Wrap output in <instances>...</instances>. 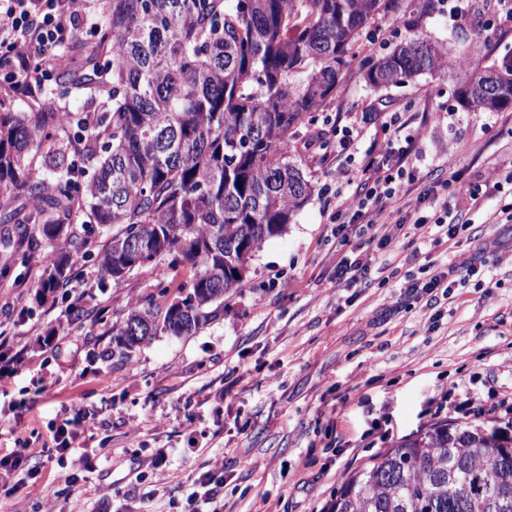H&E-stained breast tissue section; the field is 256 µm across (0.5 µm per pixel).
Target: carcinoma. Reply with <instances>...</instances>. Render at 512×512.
Listing matches in <instances>:
<instances>
[{
    "instance_id": "carcinoma-1",
    "label": "carcinoma",
    "mask_w": 512,
    "mask_h": 512,
    "mask_svg": "<svg viewBox=\"0 0 512 512\" xmlns=\"http://www.w3.org/2000/svg\"><path fill=\"white\" fill-rule=\"evenodd\" d=\"M406 0H112L84 69L56 68L62 86L101 89L110 110L96 116L86 158L94 162L85 206L114 226L99 266L114 280L159 256L197 268L167 299L141 298L112 327V356L126 357L141 335L190 336L215 316L214 303L243 285L255 249L284 232L314 184L288 155L292 130L324 107L368 25L399 16ZM110 59L101 80L100 57ZM474 51L444 49L416 36L367 62L375 89L423 74L467 67L457 101L469 112L512 108V59L474 64ZM58 123L56 112L0 111V190L22 189L27 214L0 204V224L53 243L71 224L82 158L60 142L31 165L29 151ZM69 250L50 255L48 292L67 278ZM325 512H512V442L494 431L446 422L378 453L351 476Z\"/></svg>"
}]
</instances>
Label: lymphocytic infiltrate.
Here are the masks:
<instances>
[{
	"instance_id": "f902f5d3",
	"label": "lymphocytic infiltrate",
	"mask_w": 512,
	"mask_h": 512,
	"mask_svg": "<svg viewBox=\"0 0 512 512\" xmlns=\"http://www.w3.org/2000/svg\"><path fill=\"white\" fill-rule=\"evenodd\" d=\"M88 0H0V58L10 70L0 79V92L13 98H28L41 91L47 72L59 57L60 49L72 45L80 36L79 21ZM390 136L382 153L367 160L361 168L357 187L337 181L336 200L328 221L339 244H346L352 225H361L370 240L385 248L396 238L397 229L412 225L435 227L438 234L455 239L459 222L447 216L448 205L440 197L448 187H456L470 208H491L495 221L512 222V202L489 207L484 192L462 185L458 172L435 182L418 195L410 189L419 179L414 163L419 151L415 137L405 134V124L391 117L386 124ZM385 220L376 226L375 217ZM88 428V416L79 409L63 411L52 428V453L67 458L75 470L88 468L99 456L96 448L78 447ZM224 486V460L216 456L200 467L192 481L186 503L190 512H224L220 494Z\"/></svg>"
}]
</instances>
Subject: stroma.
<instances>
[{
    "label": "stroma",
    "mask_w": 512,
    "mask_h": 512,
    "mask_svg": "<svg viewBox=\"0 0 512 512\" xmlns=\"http://www.w3.org/2000/svg\"><path fill=\"white\" fill-rule=\"evenodd\" d=\"M452 5L439 0L419 28L406 13L377 21L353 44L332 100L289 138L290 155L315 184L313 196L281 235L261 243L242 288L225 296L215 318L193 335H159L129 357L112 355V326L155 291L157 270L178 286L193 277L191 265L173 268L161 257L118 282L93 277L112 231L77 210L73 225L86 229L87 255L72 262L73 284L86 293L87 312L106 315L78 327L62 317L69 301L61 292L37 295L51 245L0 224V331L28 352L21 372L0 379V448L26 439L41 450L61 411L77 406L90 418L80 446L107 453L78 484L67 481L68 464L44 462L36 478L13 493L0 491V512L18 505L40 512L50 486L55 512H171L170 500L184 498L199 465L216 455L226 471L224 512H321L349 475L435 422L493 428L512 439V413L498 407L512 402V223H494L449 196L450 215L466 230L417 256L416 230L382 249L359 235L342 246L326 222L336 200L324 193L325 184L342 176L358 181L366 150L384 146L383 124L394 112L418 137L415 190L453 169L492 201L512 196L505 181L512 171V109L460 111L454 75L425 74L382 91L363 78L367 59L418 35L443 47L475 46L492 61L512 59V27L494 21L481 0L470 5L488 28L466 18L449 21ZM103 100L89 90L66 93L51 76L37 97H5L0 108L76 112ZM455 111L460 120L453 123L448 115ZM364 112L369 121L355 124ZM340 125L357 128L354 159L338 152ZM19 245L30 251L27 264L14 261ZM354 253L368 260L367 278L337 282V263ZM430 263L455 269L447 294L412 291ZM476 263L482 271L467 275ZM44 374L56 384L39 395ZM445 394L456 410L437 411ZM161 449L168 453V485L154 496L140 463ZM89 485L107 497H91Z\"/></svg>",
    "instance_id": "stroma-1"
}]
</instances>
